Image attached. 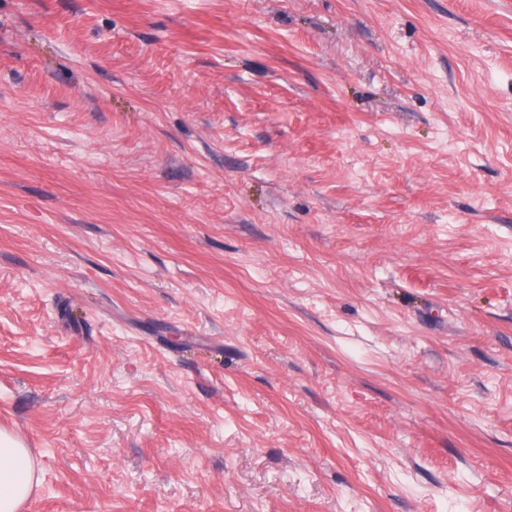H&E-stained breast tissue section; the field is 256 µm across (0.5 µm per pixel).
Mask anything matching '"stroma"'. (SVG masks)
I'll use <instances>...</instances> for the list:
<instances>
[{
	"mask_svg": "<svg viewBox=\"0 0 512 512\" xmlns=\"http://www.w3.org/2000/svg\"><path fill=\"white\" fill-rule=\"evenodd\" d=\"M21 512H512V0H0Z\"/></svg>",
	"mask_w": 512,
	"mask_h": 512,
	"instance_id": "35a3bbf8",
	"label": "stroma"
}]
</instances>
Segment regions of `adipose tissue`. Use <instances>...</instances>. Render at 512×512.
Returning <instances> with one entry per match:
<instances>
[{"label": "adipose tissue", "mask_w": 512, "mask_h": 512, "mask_svg": "<svg viewBox=\"0 0 512 512\" xmlns=\"http://www.w3.org/2000/svg\"><path fill=\"white\" fill-rule=\"evenodd\" d=\"M38 484L29 450L11 434L0 431V512H18Z\"/></svg>", "instance_id": "1"}]
</instances>
